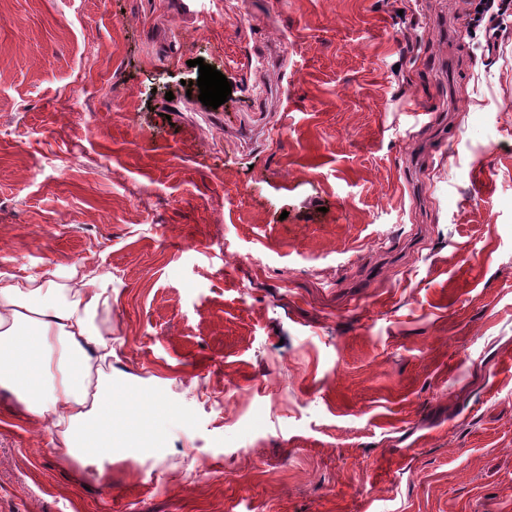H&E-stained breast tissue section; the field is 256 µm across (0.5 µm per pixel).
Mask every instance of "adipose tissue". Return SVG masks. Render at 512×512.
<instances>
[{
  "label": "adipose tissue",
  "instance_id": "obj_1",
  "mask_svg": "<svg viewBox=\"0 0 512 512\" xmlns=\"http://www.w3.org/2000/svg\"><path fill=\"white\" fill-rule=\"evenodd\" d=\"M112 278L91 270L0 272V389L48 421L63 455L111 459L129 421L112 408Z\"/></svg>",
  "mask_w": 512,
  "mask_h": 512
}]
</instances>
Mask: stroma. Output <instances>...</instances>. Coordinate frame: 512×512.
<instances>
[{"instance_id": "obj_1", "label": "stroma", "mask_w": 512, "mask_h": 512, "mask_svg": "<svg viewBox=\"0 0 512 512\" xmlns=\"http://www.w3.org/2000/svg\"><path fill=\"white\" fill-rule=\"evenodd\" d=\"M202 9L0 0V272H111L166 408L79 464L0 389V512H512V8Z\"/></svg>"}]
</instances>
